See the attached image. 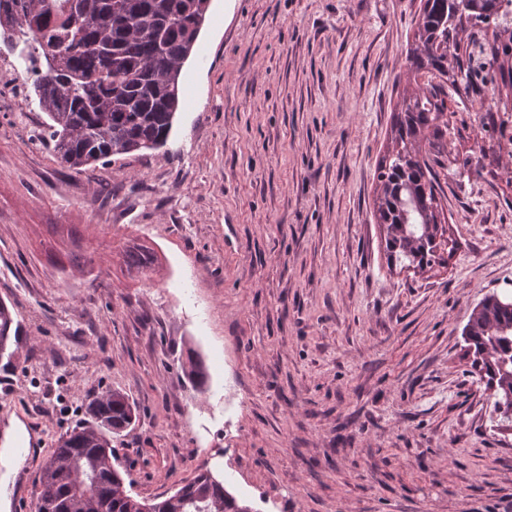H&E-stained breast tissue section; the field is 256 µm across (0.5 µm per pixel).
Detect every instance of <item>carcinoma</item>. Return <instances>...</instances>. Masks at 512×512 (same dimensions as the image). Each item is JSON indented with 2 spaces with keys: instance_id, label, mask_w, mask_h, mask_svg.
<instances>
[{
  "instance_id": "cac0c4a2",
  "label": "carcinoma",
  "mask_w": 512,
  "mask_h": 512,
  "mask_svg": "<svg viewBox=\"0 0 512 512\" xmlns=\"http://www.w3.org/2000/svg\"><path fill=\"white\" fill-rule=\"evenodd\" d=\"M0 0V27L8 50L27 49L46 61L33 90L50 119L53 151L76 172L98 161L163 145L179 108V78L193 52L210 0ZM512 0H423L410 70L427 77L425 91L394 116L393 147L377 168L376 216L386 230L388 259L423 270L447 262L455 242L446 228L437 173L422 155L448 131V88L464 90L463 109L484 106L496 81L512 84V71L496 73L500 57L512 59ZM493 33H488V30ZM507 293L486 295L463 329L464 358L512 416V303ZM14 319L0 302V358L13 359L20 344ZM91 422L62 436L39 479L35 512H253L209 473L173 495L148 504L126 490L112 462V436L127 430L136 408L120 390L105 391L88 407Z\"/></svg>"
}]
</instances>
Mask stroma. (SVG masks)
Here are the masks:
<instances>
[{
    "label": "stroma",
    "mask_w": 512,
    "mask_h": 512,
    "mask_svg": "<svg viewBox=\"0 0 512 512\" xmlns=\"http://www.w3.org/2000/svg\"><path fill=\"white\" fill-rule=\"evenodd\" d=\"M420 3L210 0L166 144L80 173L37 105L0 110V404L43 456L118 389L140 500L209 473L254 512H512V421L462 336L512 279V158L449 114L448 264L389 265L374 214ZM13 324L14 319L8 305L0 301V358L6 354L8 363L16 356L20 344L18 331L15 330L13 336L11 334Z\"/></svg>",
    "instance_id": "1"
}]
</instances>
